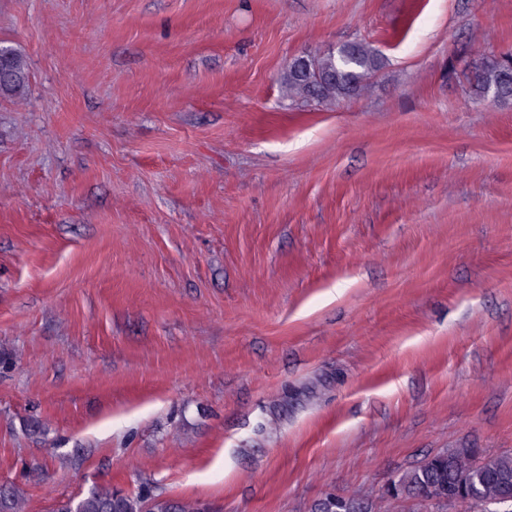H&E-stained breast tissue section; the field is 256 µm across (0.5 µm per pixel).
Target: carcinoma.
<instances>
[{"label":"carcinoma","mask_w":512,"mask_h":512,"mask_svg":"<svg viewBox=\"0 0 512 512\" xmlns=\"http://www.w3.org/2000/svg\"><path fill=\"white\" fill-rule=\"evenodd\" d=\"M8 78L0 81V95L13 97L28 83L27 63L8 48ZM381 55L364 42L344 44L334 51L313 55L311 74L304 72L302 57L292 59L282 77L288 97L304 105L320 106L360 94L382 67ZM472 97L494 101L512 100V55L487 59L469 81ZM393 484L400 497L450 503L453 490L465 486L473 493L469 512H488L512 490V455H482L476 448H451L402 473ZM163 503L144 494L117 496L100 488L75 501L58 506L57 512H145L150 503ZM24 503L14 490L0 491V512H23Z\"/></svg>","instance_id":"cac0c4a2"}]
</instances>
